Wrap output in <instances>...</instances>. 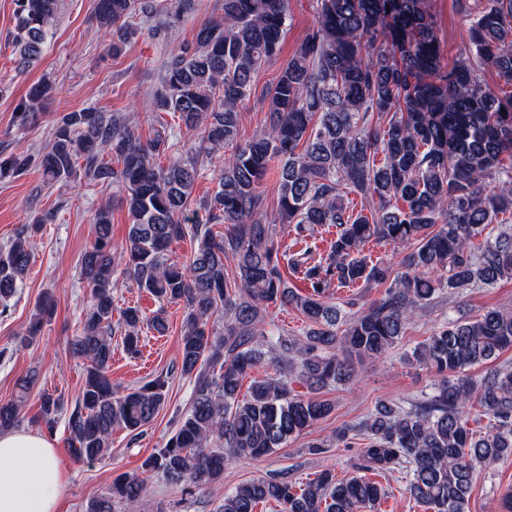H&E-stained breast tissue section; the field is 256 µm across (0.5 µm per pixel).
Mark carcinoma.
<instances>
[{
    "label": "carcinoma",
    "instance_id": "1",
    "mask_svg": "<svg viewBox=\"0 0 512 512\" xmlns=\"http://www.w3.org/2000/svg\"><path fill=\"white\" fill-rule=\"evenodd\" d=\"M313 3V26L264 94L268 111L260 134L239 140V116L254 75L280 49L288 0H224L220 19L203 23L193 44L169 51L151 101L152 111L197 130L199 146L182 144L171 131L143 143L120 116L85 108L62 116L37 158L15 154L0 161V179L35 160L48 183L81 174L90 184H116L126 192L125 244L112 242L111 214L103 206L93 217L95 241L81 258L91 302L69 349L87 369L67 419L78 457H104L114 428L139 434L167 401L168 376L161 373L121 395L112 389L120 266L157 301L180 300L187 308L179 349L181 374L193 382L190 406L142 467L169 485L195 487L223 480L229 463L261 460L308 433L333 410L313 394L349 382L356 364L384 356L436 293L512 279V226L493 227L512 210V0H488L469 30L479 65L504 82L497 90L468 60L443 64L428 0ZM59 5L17 0L19 67L42 53ZM173 5L191 8L190 0H96L95 15L119 54L133 35L129 18H151ZM52 91L46 81L33 85L21 120L36 117ZM228 146L217 189L187 215L201 165ZM168 150L178 157L166 168L156 165L154 156ZM274 161L278 200L270 214L262 186ZM352 193L361 197L357 213ZM44 222L21 226L0 248L4 308L26 278L30 239ZM213 224L224 225V233H213ZM325 225L336 232L324 254L313 230ZM288 228L301 245L296 252L278 240ZM186 236L194 242L190 258L168 262L170 244ZM478 237L480 246L474 245ZM372 240L412 246L400 271L364 253ZM283 262L307 292L288 288ZM374 285L386 286L383 297L353 314L329 294L333 286ZM276 302L297 309L310 328L290 335L265 321L266 307ZM51 311L44 300L20 343L33 342ZM216 313L224 315L221 332L210 325ZM118 325L132 356L139 353L142 327L161 336L166 331L160 314L148 317L137 307L120 310ZM509 348L512 310L448 321L405 357L433 372L429 393L402 406L381 402L358 425L337 430L331 443H308L309 452L320 454L347 444L353 432L365 436L357 474L338 481L324 470L299 486L254 478L224 494L219 512H255L266 502L281 512H364L385 494L366 473L394 470L431 512H468L479 472L512 456V367L494 366L478 381L467 370ZM263 363L279 376L253 379L249 394L240 396L243 379ZM34 380L20 379L15 398L0 402V432L20 422ZM294 383L308 393L295 392ZM475 405L488 419L479 433L468 428ZM62 411L63 400L41 397L48 432ZM143 492L140 480L120 475L86 512H114L117 503L137 512Z\"/></svg>",
    "mask_w": 512,
    "mask_h": 512
}]
</instances>
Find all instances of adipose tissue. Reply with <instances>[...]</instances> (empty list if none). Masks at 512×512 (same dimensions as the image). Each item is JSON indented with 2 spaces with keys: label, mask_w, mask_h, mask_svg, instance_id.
I'll list each match as a JSON object with an SVG mask.
<instances>
[{
  "label": "adipose tissue",
  "mask_w": 512,
  "mask_h": 512,
  "mask_svg": "<svg viewBox=\"0 0 512 512\" xmlns=\"http://www.w3.org/2000/svg\"><path fill=\"white\" fill-rule=\"evenodd\" d=\"M66 474L35 431L0 432V512H55Z\"/></svg>",
  "instance_id": "1"
}]
</instances>
